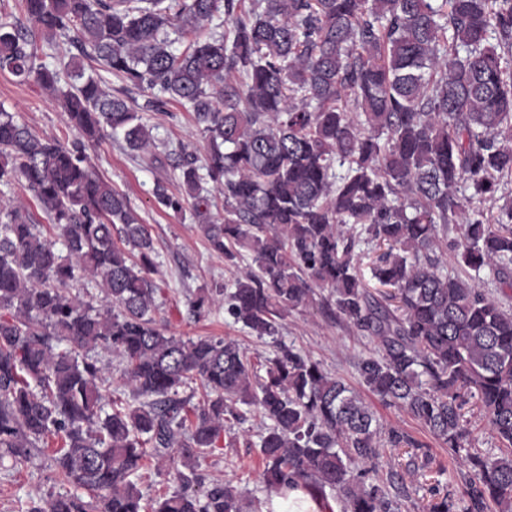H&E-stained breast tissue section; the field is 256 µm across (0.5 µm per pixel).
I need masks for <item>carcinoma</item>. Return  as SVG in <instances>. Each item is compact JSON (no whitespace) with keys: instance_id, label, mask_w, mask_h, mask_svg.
<instances>
[{"instance_id":"obj_1","label":"carcinoma","mask_w":512,"mask_h":512,"mask_svg":"<svg viewBox=\"0 0 512 512\" xmlns=\"http://www.w3.org/2000/svg\"><path fill=\"white\" fill-rule=\"evenodd\" d=\"M23 0L35 29L0 18V71L62 102L71 137L43 139L0 110V181H20L57 230L62 252L30 214L0 200V448L20 460L50 437L54 464L85 491L31 512H250L231 483L202 488L196 467L236 405L271 425L265 483L285 493L338 492L342 512H398L369 480L380 424L360 392L278 340L281 320L315 302L375 344L362 385L405 409L462 459V493L430 512H512V0ZM224 15V32L179 51L169 37ZM66 38L113 76L147 92L127 102L75 64L38 61L36 34ZM175 101L208 141L204 164L166 155L183 191L161 180V209H193L198 230L250 268L229 292L200 288L195 317L227 295L234 321L276 344L257 368L232 340H182L153 313L159 284L147 225L95 175L86 143L109 131L140 157L153 145L142 112ZM210 181L224 216H209ZM490 208H485V203ZM387 246L371 277L355 248ZM464 271L442 266L447 252ZM90 272L103 304L70 296ZM495 286L490 291L481 285ZM99 348L125 361L137 406L106 395ZM264 373H259V369ZM199 383L189 407L179 389ZM498 440L472 451L467 398ZM392 448H418L387 434ZM177 448L181 489L143 504L132 480L146 445Z\"/></svg>"}]
</instances>
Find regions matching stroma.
<instances>
[{
    "label": "stroma",
    "instance_id": "1",
    "mask_svg": "<svg viewBox=\"0 0 512 512\" xmlns=\"http://www.w3.org/2000/svg\"><path fill=\"white\" fill-rule=\"evenodd\" d=\"M0 106L13 112L20 123L39 136L62 138L67 133L65 114L49 91L33 83H19L12 75L1 72ZM142 121L152 130L157 155L183 147L197 157L205 156L207 140L194 114L180 104L173 102L165 111L143 113ZM87 152L96 174L127 196L140 223L149 228L156 252L155 279L162 289L156 320L166 326L168 334L185 340L200 336L236 340L251 363L264 361L273 351L269 339L251 336L242 324L234 322L223 301H216L201 318L191 317L187 311L190 294L203 286L231 285L237 269L211 249L197 228L198 218L192 209L175 213L154 204L149 191L156 180H163L171 191L180 192L177 171L132 157L123 142L108 135L90 144ZM281 339L355 388L360 385L357 361L374 351L368 338L327 318L314 304L285 317ZM365 400L375 410L383 429L406 432L422 444L418 450L385 448L379 457L376 481L384 485L395 477L403 481L398 496L401 512H429L430 504L445 493H460L461 460L449 456L447 448L403 409L385 405L371 394ZM237 412V419L231 420L229 430L215 448L200 459L198 471L205 483L231 482L246 499L266 505L269 512H280V497L262 479L260 439L269 421L253 405L238 406ZM425 450L434 458V470L421 466V453ZM52 456V448L41 444L21 461L8 455L0 457V512H30L32 506L48 497L70 491V484L63 481ZM135 482L147 502L180 488L169 456L147 457Z\"/></svg>",
    "mask_w": 512,
    "mask_h": 512
}]
</instances>
